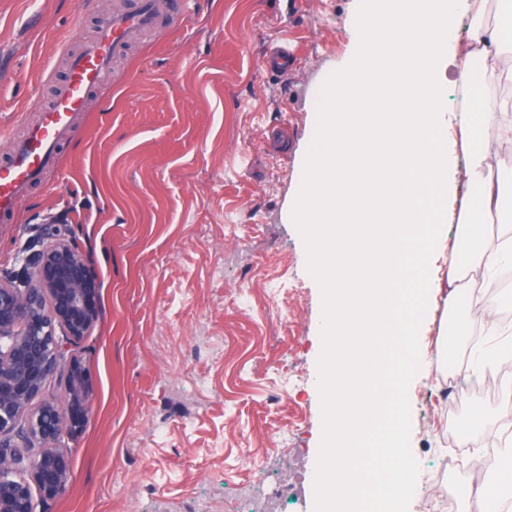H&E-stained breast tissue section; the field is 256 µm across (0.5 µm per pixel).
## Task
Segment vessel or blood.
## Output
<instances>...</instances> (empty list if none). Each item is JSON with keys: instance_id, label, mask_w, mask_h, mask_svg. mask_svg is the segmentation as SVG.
<instances>
[{"instance_id": "1", "label": "vessel or blood", "mask_w": 512, "mask_h": 512, "mask_svg": "<svg viewBox=\"0 0 512 512\" xmlns=\"http://www.w3.org/2000/svg\"><path fill=\"white\" fill-rule=\"evenodd\" d=\"M158 5V0H139L134 10L116 12L71 56L66 80L54 98L40 106L37 123L22 138L9 139L8 159L0 163V220L18 218L31 185L45 170L58 166L59 141L71 133L86 112L90 95L102 85L113 59L144 32L159 29ZM295 59L293 48L282 44L263 55L261 66L280 74L285 63Z\"/></svg>"}]
</instances>
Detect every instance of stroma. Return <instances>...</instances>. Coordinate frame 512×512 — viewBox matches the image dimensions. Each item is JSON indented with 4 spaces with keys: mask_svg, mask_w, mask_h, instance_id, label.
I'll list each match as a JSON object with an SVG mask.
<instances>
[{
    "mask_svg": "<svg viewBox=\"0 0 512 512\" xmlns=\"http://www.w3.org/2000/svg\"><path fill=\"white\" fill-rule=\"evenodd\" d=\"M135 0H0V131L22 134L68 68L62 36H95ZM354 0H201L185 26L129 45L60 149V167L30 190L17 223L0 222V276L49 213L100 280L99 318L71 348L94 401L65 435L71 488L39 512H251L280 494L284 512H315L323 405L313 382L322 290L288 209L311 149L319 95L293 100L351 50ZM289 39V76L262 69ZM53 80H45V69ZM445 303L412 346L422 367L388 396L363 437L379 459L400 406L421 477L409 512H443L425 487L442 476L461 512H477L484 468L441 472L438 436L483 446L493 427L479 391L439 409L445 370L433 341Z\"/></svg>",
    "mask_w": 512,
    "mask_h": 512,
    "instance_id": "stroma-1",
    "label": "stroma"
}]
</instances>
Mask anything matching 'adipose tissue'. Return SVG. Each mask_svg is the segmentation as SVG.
<instances>
[{
    "instance_id": "ef3b65f1",
    "label": "adipose tissue",
    "mask_w": 512,
    "mask_h": 512,
    "mask_svg": "<svg viewBox=\"0 0 512 512\" xmlns=\"http://www.w3.org/2000/svg\"><path fill=\"white\" fill-rule=\"evenodd\" d=\"M492 24L481 21L486 0H356L353 49L325 81L318 103L314 146L301 171L290 211L311 252L309 273L323 289L319 331L325 343L316 380L323 400V439L317 498L322 512H407L394 484L414 485L417 460L406 433L409 411L400 409L385 437L386 453L375 491L358 494L370 464L360 439L379 401L372 336L395 329L402 343L395 391L418 375L411 349L417 327L466 292V267L491 274L512 264V250L484 226L503 205L502 178L491 157L512 152V127L493 112H512V101L491 106L473 89L462 105L460 141L448 137V88L441 78L454 62L471 86L475 62L499 83H512V0H496ZM469 17L474 42L460 46L458 22ZM466 167H459V155ZM464 172L475 192L460 216L465 253H449L448 279L434 267L448 252V200ZM414 262H407L408 254ZM413 283L404 314H397L390 283Z\"/></svg>"
}]
</instances>
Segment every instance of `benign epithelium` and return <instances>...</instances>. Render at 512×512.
I'll return each mask as SVG.
<instances>
[{
	"label": "benign epithelium",
	"mask_w": 512,
	"mask_h": 512,
	"mask_svg": "<svg viewBox=\"0 0 512 512\" xmlns=\"http://www.w3.org/2000/svg\"><path fill=\"white\" fill-rule=\"evenodd\" d=\"M100 286L66 220L44 225L39 248L20 273L0 277V512H37L35 498L69 492L72 457L57 448L63 430L79 432L92 384L70 346L97 319ZM65 377V403L44 397Z\"/></svg>",
	"instance_id": "1"
}]
</instances>
